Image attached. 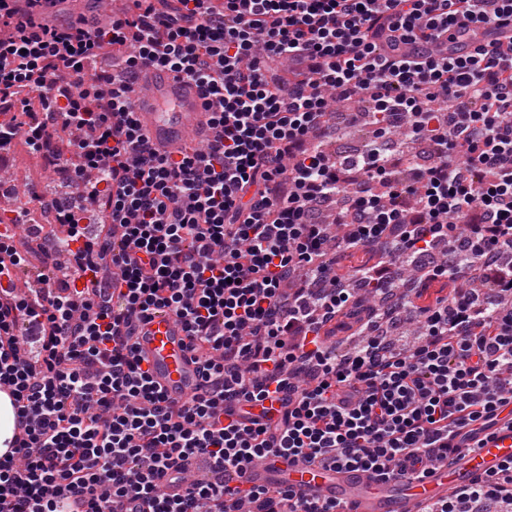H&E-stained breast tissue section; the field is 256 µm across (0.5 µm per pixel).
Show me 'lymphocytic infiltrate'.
I'll use <instances>...</instances> for the list:
<instances>
[{"label": "lymphocytic infiltrate", "instance_id": "f902f5d3", "mask_svg": "<svg viewBox=\"0 0 512 512\" xmlns=\"http://www.w3.org/2000/svg\"><path fill=\"white\" fill-rule=\"evenodd\" d=\"M50 0H0V151L79 136L58 169L76 275L64 290L0 288V383L11 386L13 455L0 458V512H336L287 488L249 486L268 456L330 461L389 478L447 464L512 406V39L448 47L470 28L512 36V0H131L98 28L36 18ZM112 67L84 82L102 47ZM303 65L282 86L278 60ZM197 84L203 148L155 151L133 111L139 69ZM367 99L374 138L343 161L323 148L333 99ZM406 126L433 161L404 159ZM465 153L468 166L454 164ZM387 188L379 195L374 184ZM344 206L342 236L321 213ZM101 209L108 226L84 225ZM378 245L341 281L328 246ZM430 281L481 271L482 294L422 307L417 345L379 335L337 358L324 328L356 288L391 293L399 257ZM166 308L202 364L197 393L169 398L136 356L137 328ZM261 406L252 415L251 406ZM207 458L210 481L182 480ZM512 501V458L421 512Z\"/></svg>", "mask_w": 512, "mask_h": 512}]
</instances>
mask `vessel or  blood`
Listing matches in <instances>:
<instances>
[{"label":"vessel or blood","instance_id":"b4317fda","mask_svg":"<svg viewBox=\"0 0 512 512\" xmlns=\"http://www.w3.org/2000/svg\"><path fill=\"white\" fill-rule=\"evenodd\" d=\"M102 0H57L40 21L57 26L61 18H86L102 25L106 17ZM133 105L151 146L164 154H179L188 137L203 138L209 114L195 84L159 68L139 70ZM136 352L154 381L170 397L181 399L196 393L202 382L200 366L187 348L183 324L168 310L153 312L136 334ZM512 457V415L502 414L494 431L470 452L457 454L443 467H431L427 475L403 476L379 481L368 473L331 462H310L269 457L249 470L256 487H288L308 496L339 504L341 512H418L420 504L446 498L462 482L495 469Z\"/></svg>","mask_w":512,"mask_h":512}]
</instances>
